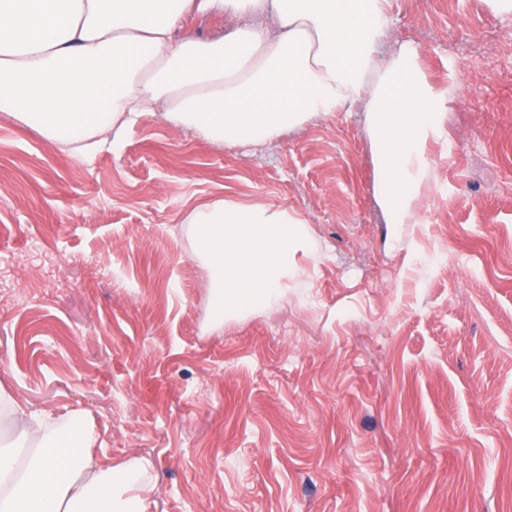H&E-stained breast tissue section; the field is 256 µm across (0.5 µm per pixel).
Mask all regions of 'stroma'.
<instances>
[{"label":"stroma","instance_id":"1","mask_svg":"<svg viewBox=\"0 0 512 512\" xmlns=\"http://www.w3.org/2000/svg\"><path fill=\"white\" fill-rule=\"evenodd\" d=\"M389 25L448 93L400 240L355 109L260 147L147 117L89 161L0 112V385L148 457L151 512H512V11L390 0ZM218 198L312 238L220 327L190 235Z\"/></svg>","mask_w":512,"mask_h":512}]
</instances>
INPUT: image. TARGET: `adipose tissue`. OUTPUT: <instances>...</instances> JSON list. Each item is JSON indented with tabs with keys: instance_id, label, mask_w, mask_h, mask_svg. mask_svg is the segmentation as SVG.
I'll return each instance as SVG.
<instances>
[{
	"instance_id": "ef3b65f1",
	"label": "adipose tissue",
	"mask_w": 512,
	"mask_h": 512,
	"mask_svg": "<svg viewBox=\"0 0 512 512\" xmlns=\"http://www.w3.org/2000/svg\"><path fill=\"white\" fill-rule=\"evenodd\" d=\"M389 0H0V112L84 156L118 149L124 130L163 113L179 129L258 146L314 114H366L379 203L415 223L447 94L411 43L384 53ZM231 22L210 43L177 38L186 13ZM269 14L274 29L250 25ZM208 271L211 321L282 299L307 221L283 208L217 199L192 218ZM0 512H149L148 458L103 463L84 415L32 413L0 391ZM32 449L27 463L21 450Z\"/></svg>"
}]
</instances>
